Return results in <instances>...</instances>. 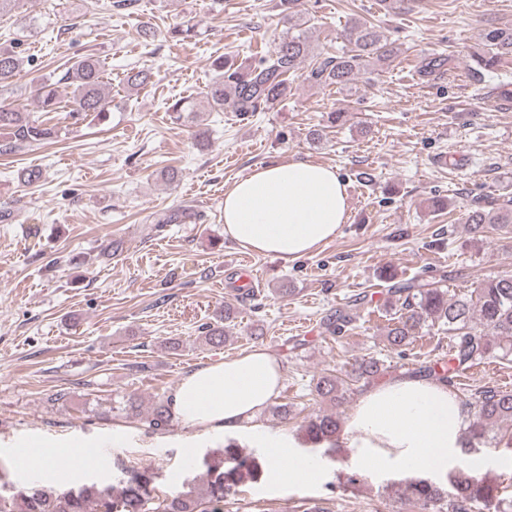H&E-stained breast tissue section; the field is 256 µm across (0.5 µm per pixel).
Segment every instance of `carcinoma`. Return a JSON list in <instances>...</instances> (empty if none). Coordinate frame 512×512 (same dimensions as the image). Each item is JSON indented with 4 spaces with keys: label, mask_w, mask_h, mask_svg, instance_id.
<instances>
[{
    "label": "carcinoma",
    "mask_w": 512,
    "mask_h": 512,
    "mask_svg": "<svg viewBox=\"0 0 512 512\" xmlns=\"http://www.w3.org/2000/svg\"><path fill=\"white\" fill-rule=\"evenodd\" d=\"M282 16L291 24L280 43L247 65L228 66L214 62V76L206 91L213 110L260 112L288 96L289 76L298 70L309 52L307 30L293 19L301 15L300 0H280ZM349 46L335 55L316 62L306 79L315 85L347 86L361 69L372 63L390 64L396 56L392 43L376 27L354 20L347 26ZM485 40L488 53L481 62L494 67L512 59V28L489 31ZM25 56L19 46L0 48V94L11 89V80L24 67ZM106 62L94 55L76 60L55 82L42 80L29 86L28 96L40 112L60 109L58 86L71 88L70 113L104 112L112 102L104 81ZM0 128L10 132V140L0 144V153H11L48 139L52 130L26 111L0 103ZM466 223L477 238L484 226L496 224L512 231V208L474 209ZM358 297L347 310L328 319V329L339 334L351 322L349 309L361 304ZM384 306L399 315L388 328L387 341L392 349L403 350L423 326H436L448 332L452 354L448 362L424 369L427 376L457 388L458 374L490 355L507 360L512 356V275L484 279L469 298H450L438 282L394 281L386 288ZM385 371L380 360L370 357L352 368L351 377L368 385ZM338 378L324 376L314 386L316 395L336 401ZM462 403L472 418L461 453L479 457L489 449L512 452V429L504 432L495 426H512V391L487 386L470 394ZM147 428L162 431L173 422L168 401H159L145 418ZM342 431L340 417L319 413L304 425L303 446L327 455L336 449ZM204 494L181 491L164 498L155 494L154 476L147 470L121 469L119 490L95 482L77 488L47 490L39 486L5 491L0 472V512H224L225 498L247 481H259L269 462L244 453L235 441L224 444L220 458L204 459ZM503 483L492 482L473 469H457L446 476V483L428 478L408 479L401 485L400 501L412 512H512V497L503 496Z\"/></svg>",
    "instance_id": "1"
}]
</instances>
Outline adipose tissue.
<instances>
[{
  "label": "adipose tissue",
  "mask_w": 512,
  "mask_h": 512,
  "mask_svg": "<svg viewBox=\"0 0 512 512\" xmlns=\"http://www.w3.org/2000/svg\"><path fill=\"white\" fill-rule=\"evenodd\" d=\"M348 218L346 185L335 169L303 161L257 167L224 193V233L251 251L293 259L336 236ZM278 359L253 348L188 373L171 397L175 418L200 429L235 431L251 422L278 392ZM467 413L445 383L396 378L367 389L346 421L339 443L351 461L386 471L447 474L459 457ZM277 483L316 477L317 460L293 462L284 442L267 445Z\"/></svg>",
  "instance_id": "obj_1"
}]
</instances>
